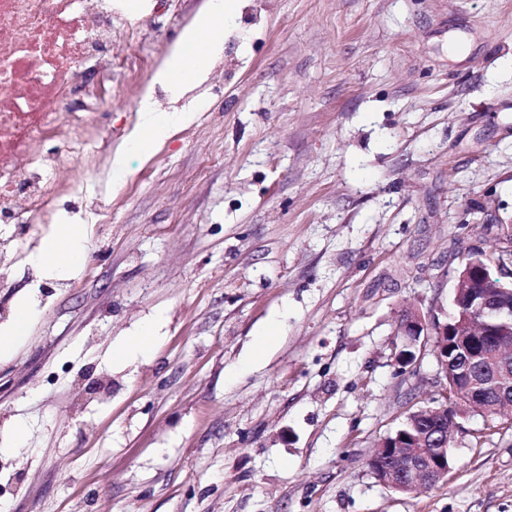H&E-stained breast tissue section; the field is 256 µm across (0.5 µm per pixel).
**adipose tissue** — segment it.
<instances>
[{
    "mask_svg": "<svg viewBox=\"0 0 512 512\" xmlns=\"http://www.w3.org/2000/svg\"><path fill=\"white\" fill-rule=\"evenodd\" d=\"M236 10L235 0H206L192 23L185 29L180 45L173 50L153 76L171 96H182L188 86L203 80L208 57L220 51L225 20ZM186 113L158 111L151 98L139 106V123L132 144L149 154L185 122ZM84 259V227L80 224L56 225L32 263L48 274L62 275L78 267Z\"/></svg>",
    "mask_w": 512,
    "mask_h": 512,
    "instance_id": "adipose-tissue-1",
    "label": "adipose tissue"
}]
</instances>
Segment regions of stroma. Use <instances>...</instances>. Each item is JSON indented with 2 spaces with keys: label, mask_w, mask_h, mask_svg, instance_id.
I'll return each instance as SVG.
<instances>
[{
  "label": "stroma",
  "mask_w": 512,
  "mask_h": 512,
  "mask_svg": "<svg viewBox=\"0 0 512 512\" xmlns=\"http://www.w3.org/2000/svg\"><path fill=\"white\" fill-rule=\"evenodd\" d=\"M51 221L17 240L0 306L5 512H512V418L475 412L443 482L369 468L440 389L432 339L400 371L403 311L446 320L463 256L512 224V0H239L207 78L152 82L204 0H135ZM194 113L155 153L144 95ZM127 174L112 180L114 150ZM90 260L29 259L55 224ZM146 354L115 350L147 321ZM279 334L263 351L255 339Z\"/></svg>",
  "instance_id": "35a3bbf8"
}]
</instances>
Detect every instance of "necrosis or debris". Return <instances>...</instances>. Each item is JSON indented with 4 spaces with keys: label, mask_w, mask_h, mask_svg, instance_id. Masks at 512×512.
<instances>
[{
    "label": "necrosis or debris",
    "mask_w": 512,
    "mask_h": 512,
    "mask_svg": "<svg viewBox=\"0 0 512 512\" xmlns=\"http://www.w3.org/2000/svg\"><path fill=\"white\" fill-rule=\"evenodd\" d=\"M113 0H0V222L48 223L60 193L48 174L101 130L77 111L83 66L112 68ZM61 149L44 152L46 142Z\"/></svg>",
    "instance_id": "necrosis-or-debris-1"
}]
</instances>
